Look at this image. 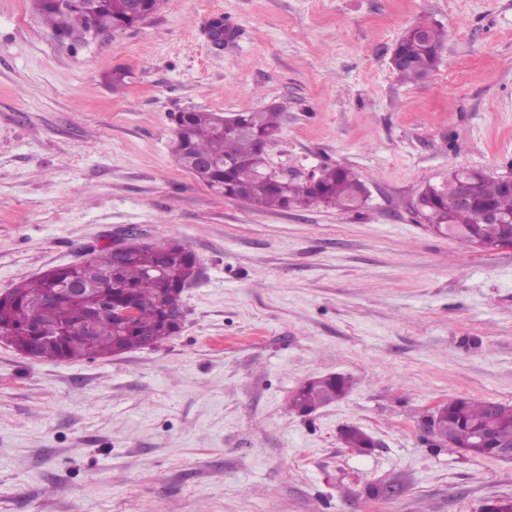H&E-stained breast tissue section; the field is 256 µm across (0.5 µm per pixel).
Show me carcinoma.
<instances>
[{
    "mask_svg": "<svg viewBox=\"0 0 512 512\" xmlns=\"http://www.w3.org/2000/svg\"><path fill=\"white\" fill-rule=\"evenodd\" d=\"M163 0H141L140 13L133 15L127 0H98L102 21L112 31L140 24L156 14ZM39 17L72 45L88 43L92 17L80 7L61 0H33ZM429 30L419 36L420 28ZM450 34L438 23L423 21L404 31L393 52L402 61L396 68L400 78L417 81L438 63ZM175 124L174 158L189 169L191 158L213 161L207 184L226 198L247 201L264 209L287 208L292 204H324L349 210L365 194L358 176L342 165L324 166L314 188L296 179L269 188L259 183L269 172L266 154L281 130L278 109L240 113L243 128L222 131L217 113L190 110L172 114ZM475 185L480 199L501 215L512 217V195L501 193L498 178L475 170H456L448 179L427 184L420 192L421 214L427 224L471 248L494 247L508 236L505 224L479 222L478 209L459 208L454 201L460 185ZM199 273V260L191 247L171 237L160 248L130 240L121 251L111 246L90 250L83 267H55L40 276L22 280L0 295V329L21 354L35 353V359L79 361L97 356H116L147 348L146 339L156 346L180 333L183 324L182 293ZM83 281L90 291L74 297L65 285ZM52 293L46 303L40 298ZM125 308L134 310L123 316ZM93 319L92 337L84 326ZM341 376L312 379L303 384L289 402V409L309 415L318 407L337 401L347 393ZM440 423L442 441L476 456L493 457L498 445L512 442V406L489 401L456 399L444 405ZM349 448H368L371 436L356 427L342 433Z\"/></svg>",
    "mask_w": 512,
    "mask_h": 512,
    "instance_id": "cac0c4a2",
    "label": "carcinoma"
}]
</instances>
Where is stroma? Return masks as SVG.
<instances>
[{
  "label": "stroma",
  "instance_id": "35a3bbf8",
  "mask_svg": "<svg viewBox=\"0 0 512 512\" xmlns=\"http://www.w3.org/2000/svg\"><path fill=\"white\" fill-rule=\"evenodd\" d=\"M424 18L450 38L405 81L391 53ZM271 105L270 169L346 165L362 206L266 210L177 165L170 113ZM462 168L512 173V0H165L75 48L0 0V293L116 238L177 236L200 263L158 348L33 360L0 337V512L512 508V461L421 425L458 397L512 405V246L468 250L413 213ZM327 374L345 398L289 411ZM351 425L373 447H346Z\"/></svg>",
  "mask_w": 512,
  "mask_h": 512
}]
</instances>
